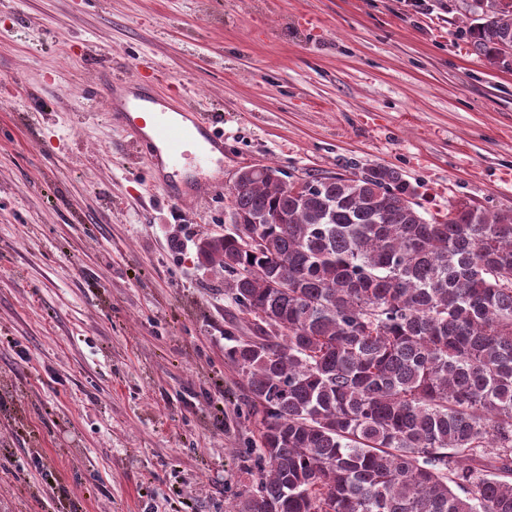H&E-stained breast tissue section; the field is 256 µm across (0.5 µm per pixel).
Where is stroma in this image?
Masks as SVG:
<instances>
[{"label":"stroma","mask_w":512,"mask_h":512,"mask_svg":"<svg viewBox=\"0 0 512 512\" xmlns=\"http://www.w3.org/2000/svg\"><path fill=\"white\" fill-rule=\"evenodd\" d=\"M461 0H0V512H232L256 471L225 332L245 335L180 204L89 93L159 89L250 165L385 164L431 214L512 210V71L458 35Z\"/></svg>","instance_id":"stroma-1"}]
</instances>
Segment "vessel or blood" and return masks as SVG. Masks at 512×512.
Instances as JSON below:
<instances>
[{"label":"vessel or blood","instance_id":"1","mask_svg":"<svg viewBox=\"0 0 512 512\" xmlns=\"http://www.w3.org/2000/svg\"><path fill=\"white\" fill-rule=\"evenodd\" d=\"M93 93L105 102L108 112L130 136L132 145L152 150L149 183L153 188L178 202L212 192L209 183L186 179L176 185L169 180L186 160L190 144H201L199 158L206 162L212 161L214 154L223 153L224 135L211 123L208 114L176 99L160 97L153 85L113 77L108 67L100 71Z\"/></svg>","mask_w":512,"mask_h":512}]
</instances>
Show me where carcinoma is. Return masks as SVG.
Here are the masks:
<instances>
[{
  "label": "carcinoma",
  "instance_id": "carcinoma-1",
  "mask_svg": "<svg viewBox=\"0 0 512 512\" xmlns=\"http://www.w3.org/2000/svg\"><path fill=\"white\" fill-rule=\"evenodd\" d=\"M462 4L511 70L512 4ZM304 182L241 169V223L197 245L251 332L228 352L259 416L235 512H512V211L427 217L383 164Z\"/></svg>",
  "mask_w": 512,
  "mask_h": 512
}]
</instances>
